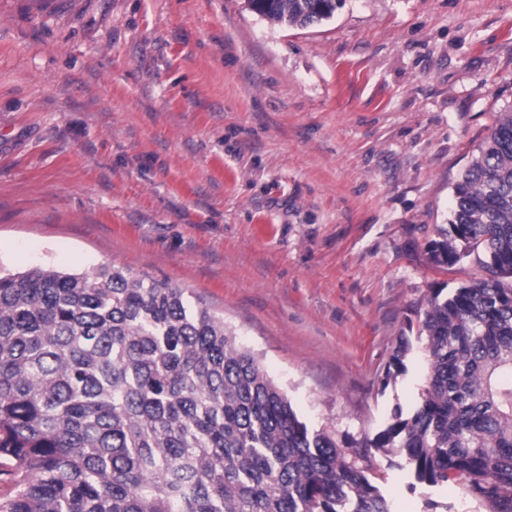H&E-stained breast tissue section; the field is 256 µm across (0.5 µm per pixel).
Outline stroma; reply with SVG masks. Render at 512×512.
<instances>
[{"label":"stroma","mask_w":512,"mask_h":512,"mask_svg":"<svg viewBox=\"0 0 512 512\" xmlns=\"http://www.w3.org/2000/svg\"><path fill=\"white\" fill-rule=\"evenodd\" d=\"M512 108V0H0V271L110 265L222 317L309 428L374 437L425 385L380 379L432 289L453 186ZM392 512H483L462 485ZM344 0H248L249 8L270 22L308 27L333 18Z\"/></svg>","instance_id":"1"}]
</instances>
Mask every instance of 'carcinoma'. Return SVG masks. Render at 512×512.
<instances>
[{
	"mask_svg": "<svg viewBox=\"0 0 512 512\" xmlns=\"http://www.w3.org/2000/svg\"><path fill=\"white\" fill-rule=\"evenodd\" d=\"M344 0H248L308 27ZM431 261L487 276L432 290L383 385L418 344L421 401L372 439L310 430L224 319L112 266L0 275V512H391L377 456L410 489L457 483L512 512V109L453 187Z\"/></svg>",
	"mask_w": 512,
	"mask_h": 512,
	"instance_id": "cac0c4a2",
	"label": "carcinoma"
}]
</instances>
